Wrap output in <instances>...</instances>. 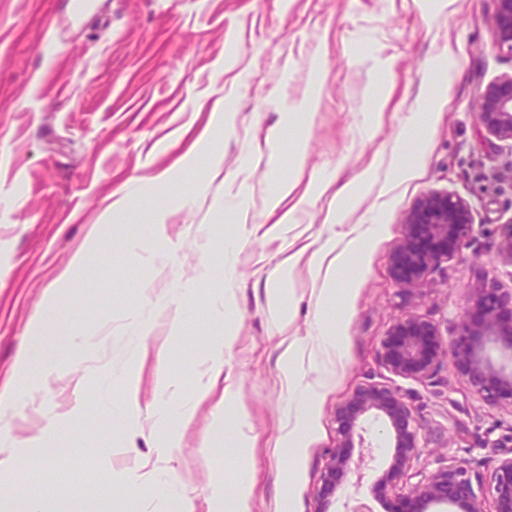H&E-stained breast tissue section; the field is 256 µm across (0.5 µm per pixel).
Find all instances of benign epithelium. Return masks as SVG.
<instances>
[{
	"label": "benign epithelium",
	"mask_w": 512,
	"mask_h": 512,
	"mask_svg": "<svg viewBox=\"0 0 512 512\" xmlns=\"http://www.w3.org/2000/svg\"><path fill=\"white\" fill-rule=\"evenodd\" d=\"M492 24L500 45L512 50V0H498ZM478 118L486 133L512 141V77L480 94ZM472 232L465 200L436 193L422 198L406 220L405 239L393 257L399 287L407 293L417 290L428 273L459 253ZM499 235L497 257L512 266V221L500 225ZM447 356L474 395L512 412V288L494 280L480 283L449 340L433 322L408 315L392 325L379 350L392 374L415 381L432 378ZM369 416L393 435L395 453L375 491L394 495L399 512H512V448L500 453L484 478L450 458L431 471L420 468V434L411 402L401 388L374 381L357 386L336 407L337 443L323 474L322 498L360 484L364 456L353 460L351 449L365 447L363 423Z\"/></svg>",
	"instance_id": "benign-epithelium-1"
}]
</instances>
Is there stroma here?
I'll return each instance as SVG.
<instances>
[{"mask_svg": "<svg viewBox=\"0 0 512 512\" xmlns=\"http://www.w3.org/2000/svg\"><path fill=\"white\" fill-rule=\"evenodd\" d=\"M497 8V0H457L443 11L434 0H0V389L14 385L17 357L30 351L9 433L21 441L48 432L58 462L48 470L46 456L23 449L18 467L0 471V512H26L32 501L41 512H170L177 491L210 512L211 483L223 480L229 493L243 476L255 483L256 512H345L344 492L320 499L321 477L336 446V407L368 380L402 388L420 428H445L447 447L428 444L423 463L449 457L492 470L496 442L512 440V412L473 395L453 360L433 387L391 374L378 351L400 318L432 320L447 337L474 287L512 288V266L497 257V229L512 221V143L477 118L481 92L512 77V51L491 23ZM219 100L232 120L222 130L212 117ZM208 127V141L189 153ZM394 157L418 176L389 180ZM163 171L169 180L156 182ZM329 176L365 185L346 223L382 228L338 276L356 298L322 296L303 262L269 307L276 265L333 233L324 222L333 194L315 185ZM292 180V196L270 209L276 185ZM127 183V211L113 215L87 265L69 271L109 194ZM431 193L469 202L474 232L408 295L390 259L405 217ZM161 208L170 211L162 240L150 227ZM159 252L168 260L157 261ZM283 311L292 315L284 333ZM40 315L48 329L39 352L28 337ZM137 320L149 325L148 340L132 334ZM328 330L345 336L347 359L299 465L277 445L293 406L280 356L291 342L318 348ZM94 335L105 344L84 347L82 337ZM221 338L219 385L198 401L200 362ZM49 363L74 384L44 386ZM130 369L140 401L132 423L118 412ZM227 385L238 404H224ZM77 404L81 415L67 420ZM182 404L194 418L170 457L151 425ZM367 428L372 447L356 494L373 512H397L395 497L372 496L394 440L376 422ZM242 431L252 448L238 447Z\"/></svg>", "mask_w": 512, "mask_h": 512, "instance_id": "stroma-1", "label": "stroma"}]
</instances>
